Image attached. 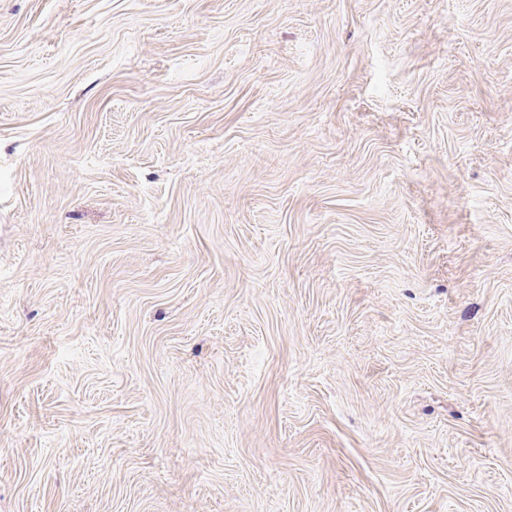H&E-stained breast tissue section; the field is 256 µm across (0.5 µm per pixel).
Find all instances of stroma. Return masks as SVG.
<instances>
[{"mask_svg":"<svg viewBox=\"0 0 512 512\" xmlns=\"http://www.w3.org/2000/svg\"><path fill=\"white\" fill-rule=\"evenodd\" d=\"M0 512H512V0H0Z\"/></svg>","mask_w":512,"mask_h":512,"instance_id":"stroma-1","label":"stroma"}]
</instances>
